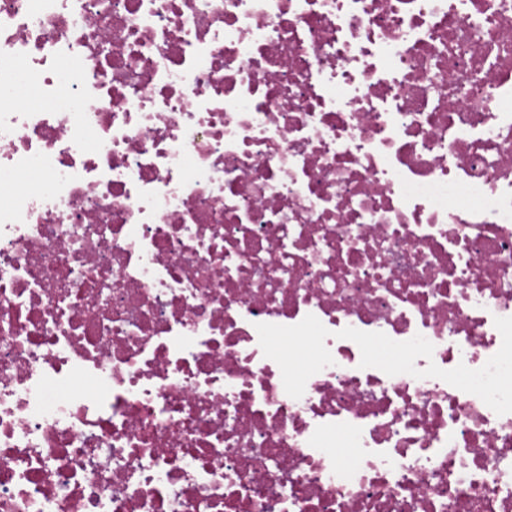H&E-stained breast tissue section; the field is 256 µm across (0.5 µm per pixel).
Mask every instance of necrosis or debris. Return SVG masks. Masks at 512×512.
<instances>
[{
  "label": "necrosis or debris",
  "mask_w": 512,
  "mask_h": 512,
  "mask_svg": "<svg viewBox=\"0 0 512 512\" xmlns=\"http://www.w3.org/2000/svg\"><path fill=\"white\" fill-rule=\"evenodd\" d=\"M0 188V512H512V0H0Z\"/></svg>",
  "instance_id": "necrosis-or-debris-1"
}]
</instances>
